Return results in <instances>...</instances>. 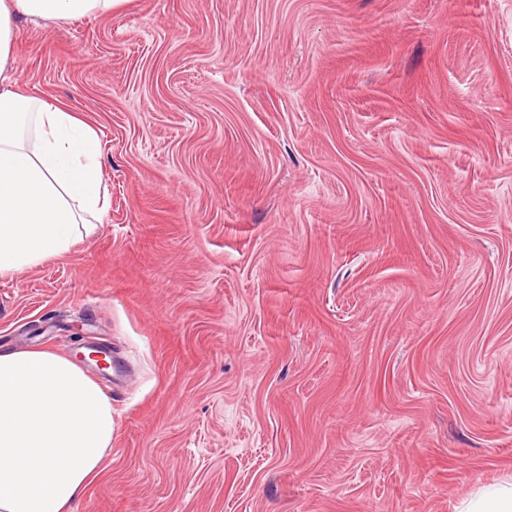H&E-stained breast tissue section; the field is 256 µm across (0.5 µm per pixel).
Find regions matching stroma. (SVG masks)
Instances as JSON below:
<instances>
[{"label": "stroma", "mask_w": 512, "mask_h": 512, "mask_svg": "<svg viewBox=\"0 0 512 512\" xmlns=\"http://www.w3.org/2000/svg\"><path fill=\"white\" fill-rule=\"evenodd\" d=\"M109 206L0 277V351L108 346L70 512H457L512 481V0H127L15 22Z\"/></svg>", "instance_id": "35a3bbf8"}]
</instances>
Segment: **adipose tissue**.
<instances>
[{
  "mask_svg": "<svg viewBox=\"0 0 512 512\" xmlns=\"http://www.w3.org/2000/svg\"><path fill=\"white\" fill-rule=\"evenodd\" d=\"M125 0H0V277L67 253L98 218L100 144L60 105L18 90L15 21H67ZM112 402L49 348L0 352V512H69L101 474Z\"/></svg>",
  "mask_w": 512,
  "mask_h": 512,
  "instance_id": "1",
  "label": "adipose tissue"
}]
</instances>
